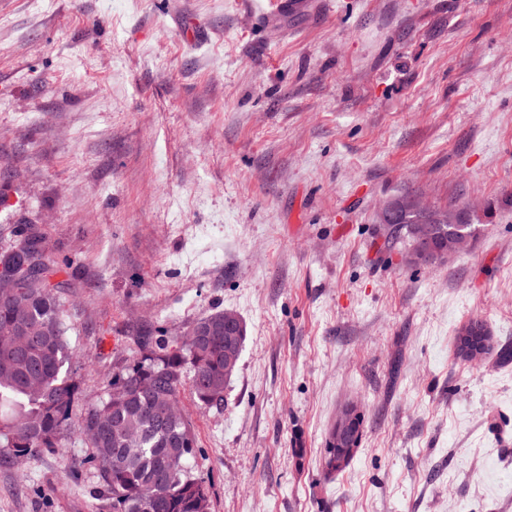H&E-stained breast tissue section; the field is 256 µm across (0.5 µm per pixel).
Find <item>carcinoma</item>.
Segmentation results:
<instances>
[{"instance_id":"1","label":"carcinoma","mask_w":512,"mask_h":512,"mask_svg":"<svg viewBox=\"0 0 512 512\" xmlns=\"http://www.w3.org/2000/svg\"><path fill=\"white\" fill-rule=\"evenodd\" d=\"M446 214V206L421 212L405 204L391 223L408 241L410 225L435 224L444 242L455 229L439 220ZM0 260L12 264L14 283L0 289V460L62 453L84 437L92 448L84 464L104 478L112 512H210L206 487L189 471L196 440L179 392L187 380L202 404L224 406L235 374L224 369V311L191 323L173 350L164 339L128 348L105 396L91 401L67 368L74 350L60 289L69 284L51 282L43 236L17 225Z\"/></svg>"}]
</instances>
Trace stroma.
<instances>
[{"label":"stroma","instance_id":"stroma-1","mask_svg":"<svg viewBox=\"0 0 512 512\" xmlns=\"http://www.w3.org/2000/svg\"><path fill=\"white\" fill-rule=\"evenodd\" d=\"M263 2L0 0V246L36 225L65 269L85 394L137 337L245 321L223 408L180 394L210 512H512V0ZM403 198L482 229L407 264ZM65 448L1 464L0 512H109ZM459 352L468 359L485 356L492 349V336L482 322L475 321L465 326L458 340ZM360 445V426L356 412L346 409L337 418L330 435L332 466L336 471L346 467Z\"/></svg>","mask_w":512,"mask_h":512}]
</instances>
